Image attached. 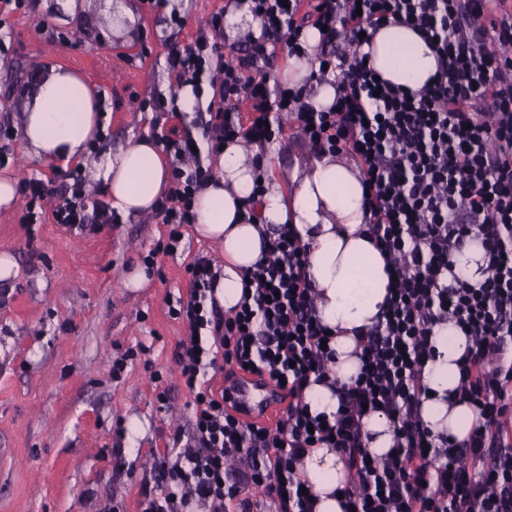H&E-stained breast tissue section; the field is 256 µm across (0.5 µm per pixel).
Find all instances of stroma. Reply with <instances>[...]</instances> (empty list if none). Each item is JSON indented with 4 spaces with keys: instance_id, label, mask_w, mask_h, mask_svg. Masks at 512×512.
<instances>
[{
    "instance_id": "35a3bbf8",
    "label": "stroma",
    "mask_w": 512,
    "mask_h": 512,
    "mask_svg": "<svg viewBox=\"0 0 512 512\" xmlns=\"http://www.w3.org/2000/svg\"><path fill=\"white\" fill-rule=\"evenodd\" d=\"M128 2L135 22L125 33L104 19V0H91L73 17L40 6L8 13L12 50L0 55V97L13 96L14 104L0 108V120L18 128L32 81L55 67L94 84L108 147L190 125L193 113L143 111L139 101L169 90L164 40L172 34L171 10L184 18L176 34L183 45L224 0H170L166 8ZM46 25L65 33L67 43L48 42ZM282 123L273 175L285 184L310 151L294 117L285 115ZM10 147L14 159L0 174L18 182L50 177L57 192L69 188L61 163L25 155L17 137ZM26 206L21 194L10 209H0V252H10L19 267L16 277L0 280V512H103L113 500L136 512L153 453L193 417L192 397L172 361L185 329L169 307L188 294L187 266L196 254L215 259L219 252L189 224L177 251L158 252L169 227L150 214L71 231L49 218L22 223ZM146 262L147 282L128 288ZM118 361L123 368L116 373ZM163 390L170 400L162 410L156 395ZM133 421L143 432L125 443L124 460L115 463L116 426Z\"/></svg>"
}]
</instances>
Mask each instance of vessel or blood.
I'll use <instances>...</instances> for the list:
<instances>
[{
  "mask_svg": "<svg viewBox=\"0 0 512 512\" xmlns=\"http://www.w3.org/2000/svg\"><path fill=\"white\" fill-rule=\"evenodd\" d=\"M234 381L233 395L242 409V419L277 429L285 407L281 390L271 382L259 381L256 376L241 371L237 372Z\"/></svg>",
  "mask_w": 512,
  "mask_h": 512,
  "instance_id": "1",
  "label": "vessel or blood"
}]
</instances>
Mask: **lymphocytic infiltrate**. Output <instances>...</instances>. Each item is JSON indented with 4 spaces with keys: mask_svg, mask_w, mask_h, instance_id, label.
<instances>
[{
    "mask_svg": "<svg viewBox=\"0 0 512 512\" xmlns=\"http://www.w3.org/2000/svg\"><path fill=\"white\" fill-rule=\"evenodd\" d=\"M224 0L186 46L171 47L170 89L191 86L201 100L193 128L158 134L174 157L155 211L171 227L174 250L193 223L195 195L212 171L195 147L219 155L225 142L265 147L274 112L294 114L311 150L346 148L363 176L370 213L366 233L394 271L386 308L360 332L350 383L331 375L335 350L317 315L307 278L308 246L292 225L270 238L245 272L234 314L214 297L221 274L212 259L190 263L188 298L170 313L188 332L172 359L193 395L187 435L155 453L139 484L138 512H316L300 464L314 448H334L348 479L342 512H512V11L489 0ZM247 9L256 29L225 44L227 13ZM390 21L417 31L437 59L433 76L407 92L377 78L362 48ZM320 30L317 70L293 86L271 88L279 55L307 52V28ZM232 57H225V48ZM333 80L324 110L307 103L312 83ZM56 198L55 223L68 229L116 224L109 202L87 201L80 170ZM482 249L473 275L456 273L471 243ZM464 331L458 383L449 405L475 414L464 438L433 432L422 417L425 369L436 357V326ZM245 368L284 382L288 403L277 431L241 421L227 388L208 372ZM326 383L338 398L332 418L310 412L306 390ZM384 414L393 444L373 454L367 414Z\"/></svg>",
    "mask_w": 512,
    "mask_h": 512,
    "instance_id": "f902f5d3",
    "label": "lymphocytic infiltrate"
}]
</instances>
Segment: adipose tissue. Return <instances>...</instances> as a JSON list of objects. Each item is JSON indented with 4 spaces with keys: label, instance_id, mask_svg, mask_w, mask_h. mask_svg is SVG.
Returning <instances> with one entry per match:
<instances>
[{
    "label": "adipose tissue",
    "instance_id": "obj_1",
    "mask_svg": "<svg viewBox=\"0 0 512 512\" xmlns=\"http://www.w3.org/2000/svg\"><path fill=\"white\" fill-rule=\"evenodd\" d=\"M369 63L381 79L409 90L420 89L436 70L430 46L400 23L377 30ZM94 99L88 81L50 71L39 80L21 114L19 131L25 148L46 161H83L98 125ZM275 162L268 154L261 164H254L240 145H225L207 187L195 197L194 232L222 250L224 263L215 296L230 309L241 298L244 272L261 256L266 228L292 225L309 245L307 275L318 294L317 313L336 333L333 371L346 382L358 369L354 332L381 316L393 282L390 266L363 231L369 213L362 174L343 153L318 154L294 169L285 188L275 179L257 176L258 169H271ZM94 167V177L105 185L112 208L126 216L153 211L170 177L162 147L148 137L115 151L101 148ZM255 195L261 198V219L253 224L247 222L243 205ZM361 259L368 261L369 273L357 284L353 273ZM434 344L437 356L427 383L441 393L458 382L455 361L465 338L448 325L438 329ZM422 415L433 430L444 429L459 438L467 435L475 419L469 406L450 408L432 398L424 402ZM301 472L319 497L317 512H341L333 492L344 485L347 471L335 450L312 449Z\"/></svg>",
    "mask_w": 512,
    "mask_h": 512
}]
</instances>
